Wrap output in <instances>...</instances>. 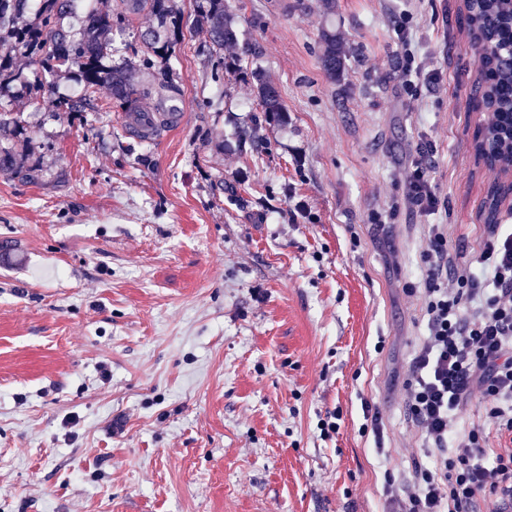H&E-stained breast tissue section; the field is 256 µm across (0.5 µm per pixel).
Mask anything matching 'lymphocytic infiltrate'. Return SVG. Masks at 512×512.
<instances>
[{"instance_id":"f902f5d3","label":"lymphocytic infiltrate","mask_w":512,"mask_h":512,"mask_svg":"<svg viewBox=\"0 0 512 512\" xmlns=\"http://www.w3.org/2000/svg\"><path fill=\"white\" fill-rule=\"evenodd\" d=\"M430 145L418 147L402 200L424 215L438 208L428 174ZM427 331L406 385V410L424 444L426 463L390 498L391 512H494L512 503V448H489L478 427L461 422L479 393L487 415L512 437V226L496 225L470 264L460 267L448 234L433 225L422 255Z\"/></svg>"}]
</instances>
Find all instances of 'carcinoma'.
Returning a JSON list of instances; mask_svg holds the SVG:
<instances>
[{"instance_id":"obj_1","label":"carcinoma","mask_w":512,"mask_h":512,"mask_svg":"<svg viewBox=\"0 0 512 512\" xmlns=\"http://www.w3.org/2000/svg\"><path fill=\"white\" fill-rule=\"evenodd\" d=\"M168 0H125V10L117 17L107 13H93L86 17L80 38L75 39L59 28L60 14L66 12L71 0H38L35 26L29 30L19 29L11 20L23 15L32 7V0H0V78L12 55L23 48L39 57L43 74L33 84L35 101L39 95L50 92L54 79L62 73L74 72L84 85V97L71 100L66 106L75 112H97L99 108L89 103V95L101 84H108L112 99L131 114L140 112L139 100L150 96L155 89L173 92L176 90L175 73L169 64L171 41H161L152 31L142 35L146 54L141 58L145 66H152L159 59L164 64L161 78L155 88H136L130 83L125 68H107L104 59L112 53V43L106 34L112 30V22L118 23L128 14L149 8L157 18L163 31L175 37L182 32V19L173 15L167 8ZM197 22L206 26L210 33V43L215 53H220L226 44L237 41L236 30L231 25L226 0H205ZM464 25L468 28L473 47L478 54L479 77L475 89L476 106L488 112L491 118L481 125L477 137L491 140L498 146L496 163L505 167L512 164V0H473L466 9ZM343 50L336 35L327 34L323 39L322 62L325 70L334 75L342 66ZM255 84L261 102L262 115L254 116L252 127L262 123L283 122L287 118L278 91L266 80L259 69L247 72ZM166 125L163 118H151L133 130L141 141L149 139V134ZM0 173L21 180L29 179V173L16 166L12 153L0 150Z\"/></svg>"}]
</instances>
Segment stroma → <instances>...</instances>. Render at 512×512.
<instances>
[{
	"mask_svg": "<svg viewBox=\"0 0 512 512\" xmlns=\"http://www.w3.org/2000/svg\"><path fill=\"white\" fill-rule=\"evenodd\" d=\"M169 2L181 119L159 137L135 139L105 86L96 111L63 108L83 94L71 75L30 103L41 68L23 51L0 91L27 131L0 146L35 171L0 173V512H385L388 478L424 459L405 382L429 227L464 265L512 204L485 205L500 176L473 149L488 115L464 2L336 0L329 15L324 0H227L238 40L220 56L203 0ZM123 17L110 63L156 85L139 63L156 20ZM328 31L345 52L334 78ZM408 48L442 73L415 99ZM235 61L288 110L252 141L261 107ZM424 141L438 211L372 225Z\"/></svg>",
	"mask_w": 512,
	"mask_h": 512,
	"instance_id": "stroma-1",
	"label": "stroma"
}]
</instances>
